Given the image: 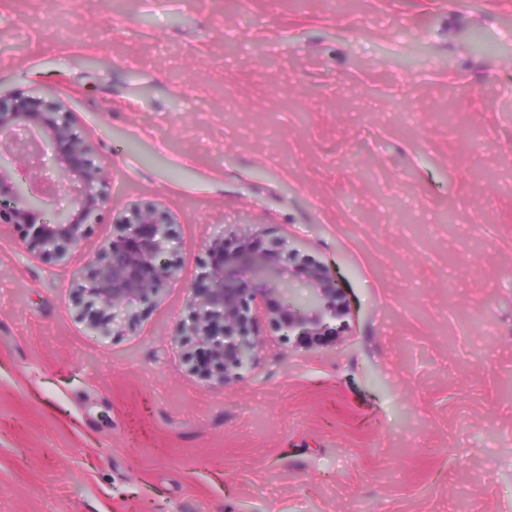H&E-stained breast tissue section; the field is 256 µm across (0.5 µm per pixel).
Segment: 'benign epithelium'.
Here are the masks:
<instances>
[{
  "label": "benign epithelium",
  "instance_id": "benign-epithelium-1",
  "mask_svg": "<svg viewBox=\"0 0 512 512\" xmlns=\"http://www.w3.org/2000/svg\"><path fill=\"white\" fill-rule=\"evenodd\" d=\"M57 149L59 179L45 177L46 147ZM92 146L73 132V114L60 102L30 97L0 101V223L24 224L30 230L27 249L53 262H69L83 246L84 226L112 204L97 185L107 173L91 160ZM67 192V210L47 216L48 203ZM175 218L154 207H136L113 219L112 239L91 256L90 274L78 278L80 316L88 331L108 336L118 317L131 322L138 308L153 307L162 291L177 279L166 261L172 251ZM236 243L210 246V261L199 281L187 285L188 317L181 333L193 339L196 369L219 387L241 377L257 362L266 321L298 345H329L340 336L348 315L345 300L328 268L284 264L280 254L261 243L252 224L233 234ZM305 290L304 307L279 305L294 287Z\"/></svg>",
  "mask_w": 512,
  "mask_h": 512
}]
</instances>
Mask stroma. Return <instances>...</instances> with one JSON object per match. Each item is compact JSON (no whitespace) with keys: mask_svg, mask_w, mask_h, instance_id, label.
<instances>
[{"mask_svg":"<svg viewBox=\"0 0 512 512\" xmlns=\"http://www.w3.org/2000/svg\"><path fill=\"white\" fill-rule=\"evenodd\" d=\"M48 93L179 278L118 334L81 256L0 226V512H512V0H0V96ZM328 266L335 347L264 325L224 387L177 329L209 245Z\"/></svg>","mask_w":512,"mask_h":512,"instance_id":"35a3bbf8","label":"stroma"}]
</instances>
